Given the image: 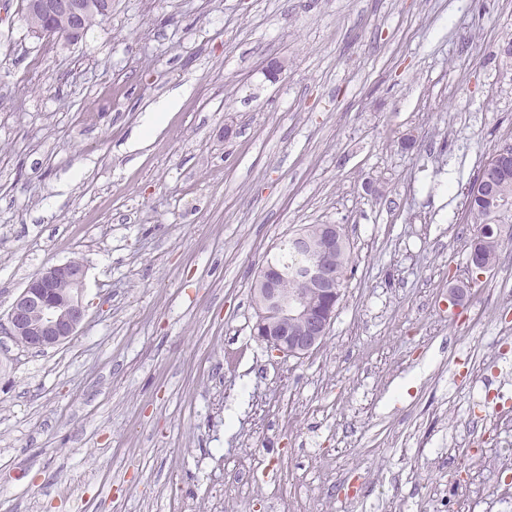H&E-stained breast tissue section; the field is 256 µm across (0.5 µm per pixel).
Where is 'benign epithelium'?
<instances>
[{
  "mask_svg": "<svg viewBox=\"0 0 512 512\" xmlns=\"http://www.w3.org/2000/svg\"><path fill=\"white\" fill-rule=\"evenodd\" d=\"M112 0H34L39 34L49 40L72 41L82 33L84 17L101 7L110 9ZM512 158V147L500 146L483 175L487 191L499 193V165ZM343 225L316 224L290 237L295 249L305 256L302 274L309 290L290 293L281 287L282 272L264 265L257 274L252 295L256 300L254 335L266 347L284 357L303 358L325 340L336 316L345 277L336 270V244L343 239ZM85 266L67 261L42 267L14 297L0 319V334L22 342L27 348L44 351L70 341L87 317L83 303ZM65 283L61 294L56 285Z\"/></svg>",
  "mask_w": 512,
  "mask_h": 512,
  "instance_id": "obj_1",
  "label": "benign epithelium"
}]
</instances>
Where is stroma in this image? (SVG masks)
Segmentation results:
<instances>
[{
	"label": "stroma",
	"instance_id": "35a3bbf8",
	"mask_svg": "<svg viewBox=\"0 0 512 512\" xmlns=\"http://www.w3.org/2000/svg\"><path fill=\"white\" fill-rule=\"evenodd\" d=\"M511 39L512 0H112L74 43L0 0V317L88 268L72 340L0 335V512H512V242L473 279L464 197ZM310 224L353 268L280 357L251 288ZM191 88L187 85L173 91L156 100L152 106L143 113L141 118V139L147 141L161 128L169 113L176 112L181 105L184 96L188 95Z\"/></svg>",
	"mask_w": 512,
	"mask_h": 512
}]
</instances>
